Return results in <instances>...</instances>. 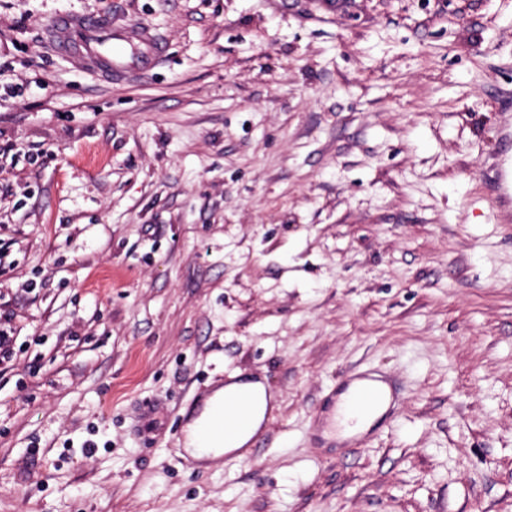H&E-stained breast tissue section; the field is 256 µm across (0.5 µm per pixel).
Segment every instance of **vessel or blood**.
<instances>
[{
	"instance_id": "1",
	"label": "vessel or blood",
	"mask_w": 512,
	"mask_h": 512,
	"mask_svg": "<svg viewBox=\"0 0 512 512\" xmlns=\"http://www.w3.org/2000/svg\"><path fill=\"white\" fill-rule=\"evenodd\" d=\"M48 37L58 54L77 61L90 73L111 80L148 74L167 56L166 41L155 29L143 24L113 25L108 13L59 14L48 30ZM488 195L493 212L512 207V162L496 167L489 180ZM347 380L346 404L354 418L380 409L386 416L397 415L403 398L391 378L353 372ZM231 415L239 426L248 425L250 414L244 404L228 396L223 410L213 415L207 436L222 434Z\"/></svg>"
}]
</instances>
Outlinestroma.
I'll return each instance as SVG.
<instances>
[{
  "mask_svg": "<svg viewBox=\"0 0 512 512\" xmlns=\"http://www.w3.org/2000/svg\"><path fill=\"white\" fill-rule=\"evenodd\" d=\"M168 43L111 82L46 43ZM512 0H0V512H512ZM394 378L364 446L314 424ZM267 448L177 453L231 375ZM48 37L58 54L111 80L146 75L167 57L166 40L155 29L112 25L109 13L59 14ZM503 165L496 167L489 180V203L493 213L511 208L512 204V156ZM370 372H352L348 375L344 389L348 390L347 408L354 420L385 408V416L398 415L403 397L393 380L387 376L380 379ZM353 382H358L351 386ZM383 414V415H384Z\"/></svg>",
  "mask_w": 512,
  "mask_h": 512,
  "instance_id": "stroma-1",
  "label": "stroma"
}]
</instances>
